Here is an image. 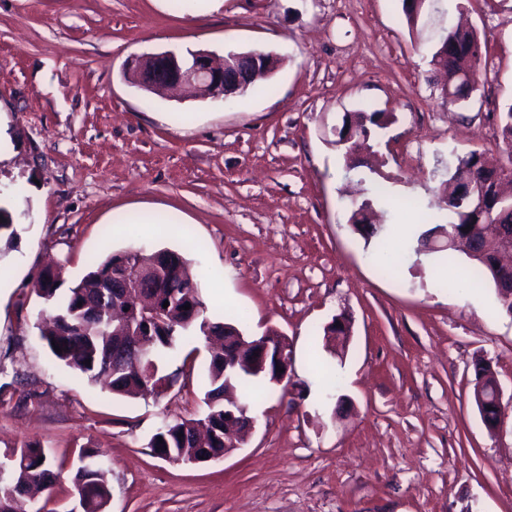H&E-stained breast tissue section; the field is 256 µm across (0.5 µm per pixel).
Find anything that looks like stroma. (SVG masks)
I'll return each mask as SVG.
<instances>
[{
	"instance_id": "obj_1",
	"label": "stroma",
	"mask_w": 512,
	"mask_h": 512,
	"mask_svg": "<svg viewBox=\"0 0 512 512\" xmlns=\"http://www.w3.org/2000/svg\"><path fill=\"white\" fill-rule=\"evenodd\" d=\"M459 22L489 47L462 106L430 63ZM166 50L273 54L270 89L129 87L127 60ZM510 100L512 0H426L412 26L401 0H0V205L18 230L0 241V458L40 442L54 512L85 448L112 465L108 512H512V316L492 284L465 287L464 254L416 251L449 160H502ZM367 105L391 121L350 170L335 131ZM354 198L372 200L385 247L354 230ZM130 248L183 253L214 318L288 339L291 372L254 395L252 433L221 459L148 446L206 413L202 336L168 356L177 380L157 398L113 395L40 336L45 263L72 281ZM340 314L352 333L330 353L313 332ZM482 362L502 389L493 433L472 396Z\"/></svg>"
}]
</instances>
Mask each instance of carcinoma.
<instances>
[{"mask_svg": "<svg viewBox=\"0 0 512 512\" xmlns=\"http://www.w3.org/2000/svg\"><path fill=\"white\" fill-rule=\"evenodd\" d=\"M487 55V45L481 42L478 33L471 29L448 34V62L444 72L448 86L442 94L448 104H455L453 96L459 93L457 74L470 72L474 80H480V63ZM502 139H512V102L502 106L499 115ZM390 115L368 107L353 113L356 133L370 135L374 129H383ZM442 201L447 211V222L436 223L428 229L435 234L442 230L451 231L461 238L476 242L471 250L448 248V253L457 250L472 261L466 281L475 284L485 278L496 288L502 308L512 312V288L502 293L499 284L502 271L495 265L494 256L500 247L498 241H488L480 237L479 225L484 217L474 214L461 202L462 195L457 187L442 182ZM370 201L353 202L350 205V223L369 243L380 234L379 228L365 224ZM11 242L17 238V228L10 211L0 206V238ZM171 264L163 276L150 284V289L158 294L159 304L169 302V306L158 313V318H149L152 330L153 363L149 366L134 364L130 360L115 361L120 347L127 344L118 334L112 319V290L103 285L107 276L117 278V263L126 261V271L133 273L141 261L151 259L138 250L112 254L103 260L97 258L89 262L87 273L77 282L64 286L62 274L51 268L41 270L33 282L36 295L42 300L41 312L49 314L48 327L40 331V336L53 356L65 366L81 372L91 382H101L114 394L126 397L150 394L157 396L155 385L168 377L164 363L176 351L181 336L192 329L202 335L215 334L224 339V328L229 327L243 333L235 321H214L207 315L206 305L201 297V284L190 269L189 260L181 253L169 250ZM190 304V309L183 306ZM59 346L61 351L54 350ZM90 364H85V360ZM233 385L247 383L255 389L270 388L275 385L271 376L255 374L243 368L236 372L224 371V350L210 353L204 404L207 413L204 420L182 421L162 425L148 442V447L157 457L170 461H185L199 454L219 456L224 453V383ZM205 423L211 433L207 437L197 435V426ZM16 458L10 467L0 475V512H43L35 506L30 487L38 485L42 490L52 492L60 475L51 469L45 449L38 442H26L13 450ZM112 469L91 449L80 455V465L74 477L81 478L89 488L90 495L83 505L82 512H106L111 497L110 474Z\"/></svg>", "mask_w": 512, "mask_h": 512, "instance_id": "cac0c4a2", "label": "carcinoma"}]
</instances>
